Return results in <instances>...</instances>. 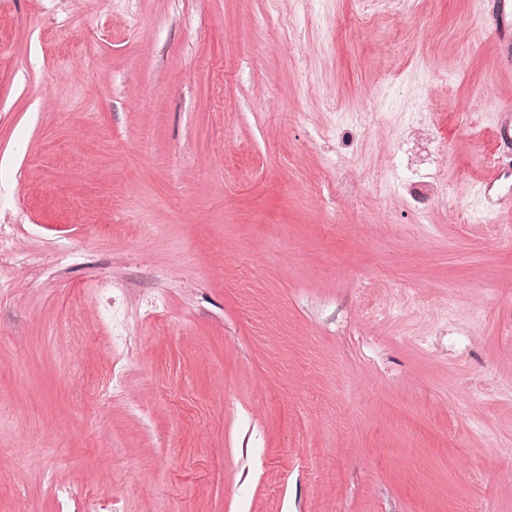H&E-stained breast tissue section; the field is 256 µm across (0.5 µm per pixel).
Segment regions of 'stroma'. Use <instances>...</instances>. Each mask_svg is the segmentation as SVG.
Instances as JSON below:
<instances>
[{"mask_svg": "<svg viewBox=\"0 0 512 512\" xmlns=\"http://www.w3.org/2000/svg\"><path fill=\"white\" fill-rule=\"evenodd\" d=\"M506 100L478 0H0V512H512Z\"/></svg>", "mask_w": 512, "mask_h": 512, "instance_id": "1", "label": "stroma"}]
</instances>
